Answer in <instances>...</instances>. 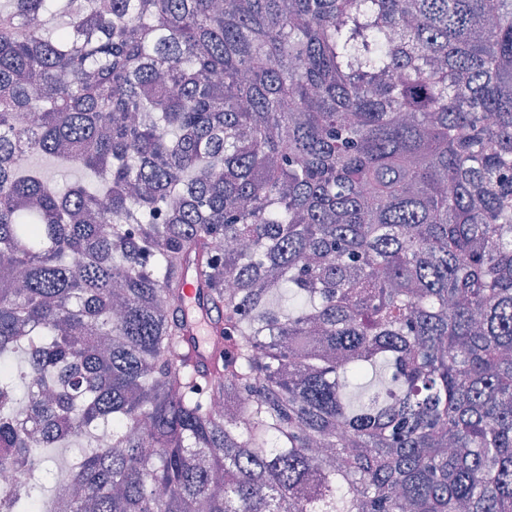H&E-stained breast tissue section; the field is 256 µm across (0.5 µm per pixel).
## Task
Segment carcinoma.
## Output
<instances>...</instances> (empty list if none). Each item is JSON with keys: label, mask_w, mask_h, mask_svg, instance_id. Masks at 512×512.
<instances>
[{"label": "carcinoma", "mask_w": 512, "mask_h": 512, "mask_svg": "<svg viewBox=\"0 0 512 512\" xmlns=\"http://www.w3.org/2000/svg\"><path fill=\"white\" fill-rule=\"evenodd\" d=\"M0 448V512H512V0H0ZM31 165L49 182H54L61 178L77 180L83 177V173L80 170L75 168L64 170L63 164L60 161L48 157L34 156L31 159ZM77 453L78 451L76 448H68L65 450L63 449L62 453H59L58 455L54 456L53 459L49 460L52 472L47 473L44 477L42 490L43 497L48 498L50 496L51 490L55 484L56 477L59 475L60 467L71 462Z\"/></svg>", "instance_id": "cac0c4a2"}]
</instances>
